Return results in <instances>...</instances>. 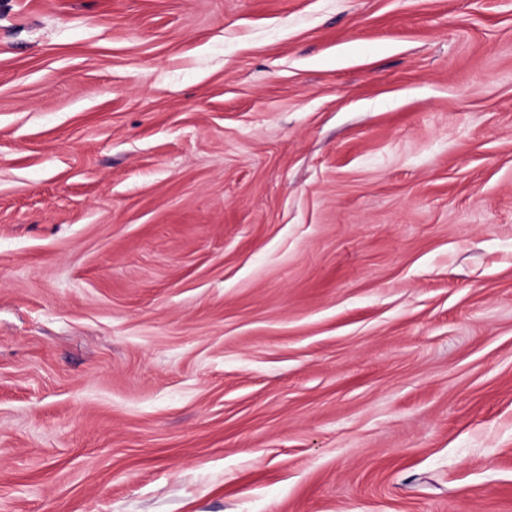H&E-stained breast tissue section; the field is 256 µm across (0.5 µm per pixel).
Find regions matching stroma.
Masks as SVG:
<instances>
[{"label": "stroma", "mask_w": 512, "mask_h": 512, "mask_svg": "<svg viewBox=\"0 0 512 512\" xmlns=\"http://www.w3.org/2000/svg\"><path fill=\"white\" fill-rule=\"evenodd\" d=\"M0 512H512V0H0Z\"/></svg>", "instance_id": "obj_1"}]
</instances>
